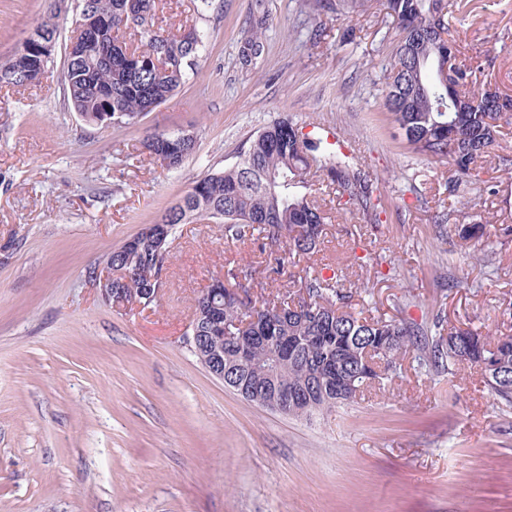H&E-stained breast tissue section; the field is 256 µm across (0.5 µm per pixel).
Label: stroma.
Listing matches in <instances>:
<instances>
[{"label": "stroma", "mask_w": 512, "mask_h": 512, "mask_svg": "<svg viewBox=\"0 0 512 512\" xmlns=\"http://www.w3.org/2000/svg\"><path fill=\"white\" fill-rule=\"evenodd\" d=\"M324 2L212 0L200 14L197 0H162L158 24L203 45L178 94L135 125L90 126L67 108L72 7L41 83L0 87V512H512V408L470 365L451 379L406 369L307 422L243 399L183 342L195 297L230 266L256 269L255 297L329 267L352 312L512 335V123L476 183L449 193L448 163L413 152L385 108L400 39L385 0ZM49 3L0 0V61ZM256 14L265 50L248 61ZM448 22L459 60L512 95V0H470ZM283 117L335 133L377 179L380 223L319 172L322 242L282 274L259 244L198 217L175 227L152 305L106 304L90 278L106 256ZM154 131L196 148L166 169L143 145ZM473 224L497 233L460 239ZM464 271L475 287L449 288Z\"/></svg>", "instance_id": "obj_1"}]
</instances>
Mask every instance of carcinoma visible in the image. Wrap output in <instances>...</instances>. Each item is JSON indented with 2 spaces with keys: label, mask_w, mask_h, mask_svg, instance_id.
Returning a JSON list of instances; mask_svg holds the SVG:
<instances>
[{
  "label": "carcinoma",
  "mask_w": 512,
  "mask_h": 512,
  "mask_svg": "<svg viewBox=\"0 0 512 512\" xmlns=\"http://www.w3.org/2000/svg\"><path fill=\"white\" fill-rule=\"evenodd\" d=\"M141 15L126 17L128 0H78L84 14L76 16L71 49L64 63V99L68 108L93 126L110 121L134 125L137 118L166 102L184 84L187 69L202 45L196 29L187 35L165 33L156 25L159 0H137ZM386 7L401 31L385 81L392 121L404 131L409 146L434 161L450 160L449 192L478 177L476 163L499 146L501 120L509 118L512 99L493 91L456 63V41L448 27V0H387ZM128 35L140 37L131 48ZM93 37L92 52L100 59L94 68L85 61L82 47ZM26 55L0 62V86L31 85L25 74ZM455 68L453 85L441 80L444 63ZM145 148L174 168L193 152V143L179 135L153 133ZM336 184L339 198L380 221L378 185L349 156L329 151L323 138H311L288 118L264 127L238 163L200 178L159 223L173 230L194 216L224 225L237 241L284 239L288 252L274 258L314 253L323 234L324 217L311 200V162ZM149 224L112 251L106 262L123 271L117 287L124 296L143 288L161 287L166 253L157 250ZM352 292L338 287L335 276L320 271L301 277L294 296H274L264 305L253 304L248 291L238 301L226 302L199 295L194 313L211 304L224 306V321L243 322L253 316L272 320L271 336H288L290 349L279 358L275 380L305 392L288 416L311 421L340 404L354 402L364 392L402 373L403 362L426 374L455 376L463 363L477 367L499 402L512 407V336H481L467 327L435 320L436 332L420 346L411 345L414 326L404 319L362 317L351 307ZM250 332L224 338V360L234 359ZM500 365V375H487L486 366ZM240 386L253 396L264 393L265 383L242 368Z\"/></svg>",
  "instance_id": "obj_1"
}]
</instances>
